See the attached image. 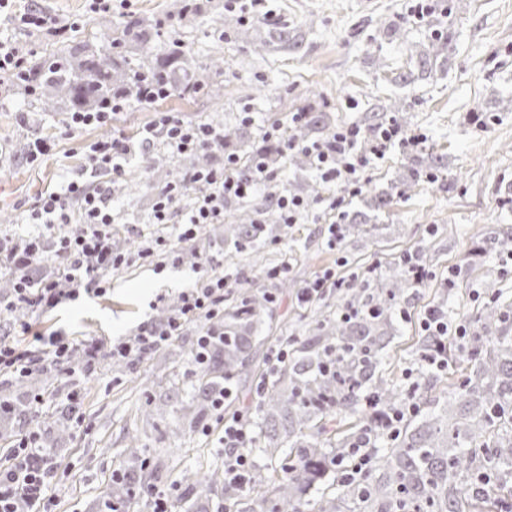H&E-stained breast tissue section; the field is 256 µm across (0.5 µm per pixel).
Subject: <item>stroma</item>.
I'll list each match as a JSON object with an SVG mask.
<instances>
[{
	"label": "stroma",
	"mask_w": 512,
	"mask_h": 512,
	"mask_svg": "<svg viewBox=\"0 0 512 512\" xmlns=\"http://www.w3.org/2000/svg\"><path fill=\"white\" fill-rule=\"evenodd\" d=\"M175 3L122 0L112 11L91 18L85 0H42L59 21L71 24L74 37L101 33L108 19L118 23L145 15L159 22L150 43L155 52H162L177 34L196 62L216 52L223 56V97L174 95L153 108L132 105L115 122L129 137H138L158 111L237 126L242 137L250 139L258 138L260 125L287 123L295 112L322 116L329 132L352 123L363 127L374 107L397 95L405 106L397 122L426 142L415 150H392L367 168L360 193L345 199L344 211L363 208L366 199L407 174L420 157L440 156L445 167L436 180H420L411 195H394L372 235L347 239L338 249L328 245L336 213L328 207L334 191L326 187L312 215L289 226L287 239L267 240L262 249L265 265H256L249 249L226 263L224 226L233 220L228 211L223 223L204 225L196 240L181 245L179 262L159 269L149 262L121 268L113 273L105 295L66 299L55 309L20 318L0 312V327L10 328L23 319L47 334L63 332L82 355L80 361L59 365L47 388L32 376H0V391L11 388L26 404L23 416L0 423V458L12 452L18 435L34 426L48 435L60 411L71 403L76 406L68 438L44 449L49 466L46 512H91L112 473L127 467L125 436L134 428L146 440L140 464L151 476L152 489L178 495L182 471L223 465L224 424L219 418L211 419L209 431L191 433L182 429L177 415L156 423L139 412L143 378H151L156 394L188 393L185 357L195 329L163 346L161 353L172 358L164 369L157 365L159 353L120 369L113 368L109 355L112 342L158 321L173 298L199 281L202 257L224 261L228 304L244 289L269 286L265 268L280 270L286 287L276 303L275 333L300 338L309 335L317 311L336 298L335 288L329 287L310 303L298 301V291L317 274L329 271L348 278L384 264L390 255L425 248L429 279L405 304L401 334L386 361L387 372L400 383L408 370L418 367L420 319L438 293L450 294L452 322L484 301L486 277L495 278L497 289L512 302V259L506 250L485 244L490 232L512 225V204L503 199L512 188V105L502 104L512 98V0H443L426 22L413 17L415 0H273L280 23L301 28L305 38L298 51L260 54L255 48L266 36L264 20L244 24L237 13L224 10V0H204L193 25L184 28L172 14ZM437 28L449 33L451 44L431 58L430 76L404 88L396 86L394 77L408 68L409 47L428 45ZM225 29L231 41L219 39ZM246 107L254 114V125L240 123ZM65 121L64 113L41 112L24 104L21 96L0 92V239L25 230L28 209L40 193L63 189L73 180L91 181L85 147L108 130L89 126L68 133ZM38 137L53 140L55 147L32 165L27 149ZM192 169L190 157L172 159L156 147L133 153L122 180L104 178L118 237L137 243L156 235L157 226L148 221L156 193L170 184V171L183 176ZM130 182L140 183L141 193L126 194L124 186ZM457 266L469 268L472 278L468 287L452 290L448 271ZM40 393L46 403L36 413L29 403Z\"/></svg>",
	"instance_id": "obj_1"
}]
</instances>
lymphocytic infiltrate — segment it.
Returning a JSON list of instances; mask_svg holds the SVG:
<instances>
[{
	"label": "lymphocytic infiltrate",
	"instance_id": "lymphocytic-infiltrate-1",
	"mask_svg": "<svg viewBox=\"0 0 512 512\" xmlns=\"http://www.w3.org/2000/svg\"><path fill=\"white\" fill-rule=\"evenodd\" d=\"M0 18L13 27L51 36L64 35L68 27L44 11L38 4L16 9L15 0H0ZM306 118L305 113H293L289 125L274 123L262 127L264 140L279 145L284 155L308 153L324 183L335 186L338 196L333 206H340L342 195L357 194L361 188V173L370 157H383L392 146L411 149L422 144L416 134L405 132L396 121H389L365 135L361 127L346 125L322 140L308 143L295 141L292 126ZM222 130L214 123L189 122L174 112L157 113L152 124L133 141L115 133L91 142L86 159L92 171L121 178L124 163L133 148L149 149L162 146L171 156L202 151H216L220 159L212 167L196 170L181 181L169 185L158 197L152 221L171 225L169 236L152 237L149 244L121 253L112 247L115 218L108 205L106 187H92L78 182L69 183L63 191L41 196L31 208L32 230L6 241H0V269L8 272L14 283L9 308H24L40 313L56 307L62 300L79 294L102 295L112 271L122 266L146 261L156 256L158 248H166L171 258H178L179 244L195 240L201 226L220 224L229 202L245 201L259 188L274 181L275 174L261 157L242 162L239 155L222 150ZM192 192L193 203L179 224H171L185 192ZM55 239V255L59 260L57 277L50 281L33 280L30 266L45 258L46 236ZM224 274L219 265L210 264L207 274L192 288L179 295V309L168 320L139 328L128 341L113 345L112 356L130 360L143 357L182 334L194 324L198 336L191 351L190 370H197L207 359L210 332L207 323L224 314ZM420 326L435 339L428 356L430 365L439 370L448 367V339H465L466 325L449 327L446 318L436 310H428ZM19 335H33L36 349H19L12 340L0 336V373L11 372L28 376L48 371L70 359L75 348L72 339L62 333L35 334L29 323L19 325ZM254 439L251 420L240 416L224 422V478L228 483L246 485L253 466L250 448ZM39 432L30 428L14 446L12 463L0 469V512H18L19 502L29 507L40 506L46 488L47 472L31 465L38 448Z\"/></svg>",
	"mask_w": 512,
	"mask_h": 512
}]
</instances>
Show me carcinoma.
Returning <instances> with one entry per match:
<instances>
[{
  "label": "carcinoma",
  "instance_id": "1",
  "mask_svg": "<svg viewBox=\"0 0 512 512\" xmlns=\"http://www.w3.org/2000/svg\"><path fill=\"white\" fill-rule=\"evenodd\" d=\"M107 29L106 45L75 38L51 43L44 62L31 67L34 92L7 78L0 87L34 97L44 112L90 110L111 97L116 87L135 99L141 76L152 72L164 74L184 97L193 96L197 86L220 97L224 59L197 65L184 43L174 39L163 54H147L131 66L127 47L147 41L154 21L139 17ZM302 41L301 31L276 28L256 51L271 46L292 50ZM322 130L321 117L314 115L294 128L293 136L308 141ZM234 139L245 161L263 151L275 167L291 164L312 171L307 156L297 154L286 163L268 146L242 141L237 128L224 127V143ZM296 190L312 202L320 195L319 183L307 179L300 184L283 181L270 195ZM277 220L272 211L259 219L241 210L236 223L224 225V241L238 252L248 246L256 250L257 242L273 231L267 224ZM375 228L363 213L341 227V238L364 237ZM404 258L401 253L386 262L385 270L370 268L353 277L336 291V303L326 304L328 311L303 339L259 335L265 318L273 316L275 297L270 291L240 292L235 304L224 309V318L211 323L215 336L206 362L193 375L189 400L181 405L183 424L190 429L207 425L224 381L251 377L257 380L255 391L241 398V408L257 404L260 428L253 447L268 464L254 467L245 488L224 481L219 467L186 473L172 512H212L215 497L221 499L223 512H303L308 491L330 472L335 479L323 489L317 512H512V500L489 501L474 490L483 474L512 491V472H506L512 467V308L491 298L469 314L474 329L465 347L456 349L466 374L441 407L431 395L438 373L426 363L433 341L421 336L417 381L404 394L383 368L397 311L415 287ZM345 311L350 317L342 316ZM265 343L286 346L288 361L274 366L269 356L259 355ZM368 398L385 412L408 401L417 411L396 431L382 430L369 423ZM20 406L17 396L4 395L0 418L10 419ZM144 411L164 419L173 411L172 398H149ZM357 446L373 456L374 463L348 479L335 462ZM141 479L134 470L113 473L95 502V512H130Z\"/></svg>",
  "mask_w": 512,
  "mask_h": 512
}]
</instances>
